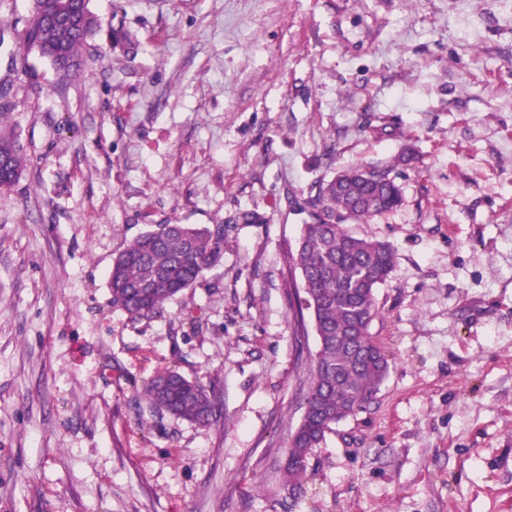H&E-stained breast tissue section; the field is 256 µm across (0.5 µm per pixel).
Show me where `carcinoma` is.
Instances as JSON below:
<instances>
[{"mask_svg":"<svg viewBox=\"0 0 512 512\" xmlns=\"http://www.w3.org/2000/svg\"><path fill=\"white\" fill-rule=\"evenodd\" d=\"M90 0H32L24 45L52 62L64 83L86 65L89 40L99 27ZM0 157L14 187L26 166L16 133L0 127ZM375 179L353 168L310 187L303 199L311 222L303 225L295 266L307 308L312 311L319 351L304 396V414L290 435L284 475L292 494L301 490L309 464L307 450L319 448L337 421L368 403L385 381L389 363L369 328L378 314L375 290L395 262L387 244L358 238L343 227L349 219L366 222L396 208L401 193L392 169L373 167ZM224 256V225L158 224L132 241L109 273L112 305L134 319H151L164 302L195 284ZM142 396L154 411L207 424L217 403L201 384L173 369L151 380Z\"/></svg>","mask_w":512,"mask_h":512,"instance_id":"carcinoma-1","label":"carcinoma"}]
</instances>
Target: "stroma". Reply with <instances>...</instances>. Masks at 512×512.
<instances>
[{
  "instance_id": "1",
  "label": "stroma",
  "mask_w": 512,
  "mask_h": 512,
  "mask_svg": "<svg viewBox=\"0 0 512 512\" xmlns=\"http://www.w3.org/2000/svg\"><path fill=\"white\" fill-rule=\"evenodd\" d=\"M28 5L0 0L28 159L0 191V512H512V0H90L133 45L101 31L63 85ZM359 165L402 193L345 223L396 252L390 369L294 495L297 202ZM157 224L223 225L224 257L135 322L108 275ZM168 368L214 388L209 425L147 406Z\"/></svg>"
}]
</instances>
